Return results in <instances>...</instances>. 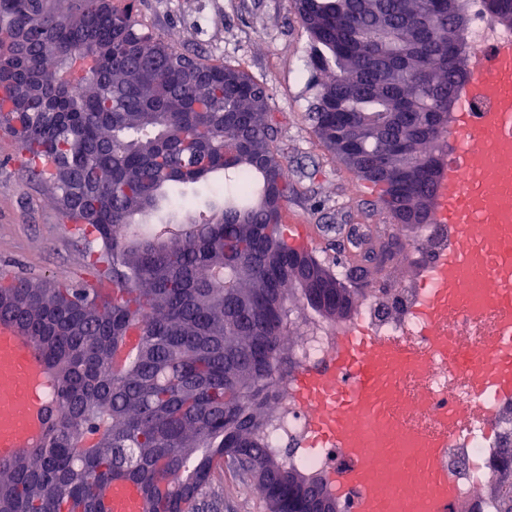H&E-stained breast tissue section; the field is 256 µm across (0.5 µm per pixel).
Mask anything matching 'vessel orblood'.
I'll return each instance as SVG.
<instances>
[{"mask_svg":"<svg viewBox=\"0 0 512 512\" xmlns=\"http://www.w3.org/2000/svg\"><path fill=\"white\" fill-rule=\"evenodd\" d=\"M475 75L458 92L456 148L434 187L446 245L422 273L414 317L421 341L397 344L346 324L329 359L296 372L290 385L320 447L336 462L326 477L344 512H463L456 480L440 464L448 435L484 419V395L512 399V37L475 55ZM484 101L473 111L472 101ZM485 313L493 331L464 352L444 327ZM460 365L469 399L431 390L427 427L407 429L412 408L398 380ZM48 377L35 350L0 322V460L18 444L40 445ZM110 512H147L135 484H112Z\"/></svg>","mask_w":512,"mask_h":512,"instance_id":"obj_1","label":"vessel or blood"}]
</instances>
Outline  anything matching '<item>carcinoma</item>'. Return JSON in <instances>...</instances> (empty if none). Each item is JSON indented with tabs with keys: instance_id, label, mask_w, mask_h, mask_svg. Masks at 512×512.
Returning a JSON list of instances; mask_svg holds the SVG:
<instances>
[{
	"instance_id": "cac0c4a2",
	"label": "carcinoma",
	"mask_w": 512,
	"mask_h": 512,
	"mask_svg": "<svg viewBox=\"0 0 512 512\" xmlns=\"http://www.w3.org/2000/svg\"><path fill=\"white\" fill-rule=\"evenodd\" d=\"M434 0H291L311 39L319 85L308 118L334 159L378 189L393 221L352 243L373 262L394 229L433 223L424 167L448 153L437 113L471 78L470 31L433 16ZM268 89L243 69L166 38L134 4L0 0V130L45 184L88 251L99 284L0 278V321L38 352L59 415L38 447L0 460V512H108L112 481L136 483L148 512H222L214 473L232 471L267 512L288 489L337 512L321 473L265 443L275 381L293 368L283 337L306 310L352 306V275L288 243L294 192ZM353 117L377 134L355 149ZM392 157L405 187L364 157ZM220 174L207 209L178 194ZM495 512H512V445Z\"/></svg>"
}]
</instances>
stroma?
<instances>
[{
  "instance_id": "1",
  "label": "stroma",
  "mask_w": 512,
  "mask_h": 512,
  "mask_svg": "<svg viewBox=\"0 0 512 512\" xmlns=\"http://www.w3.org/2000/svg\"><path fill=\"white\" fill-rule=\"evenodd\" d=\"M137 7L172 41L202 47L269 88L283 162L298 185L285 208L299 223L316 227L313 249L343 260L353 229L388 223L374 207L376 188L333 159L312 132L310 44L290 0H139ZM15 151L14 142L0 135V276L95 283L85 244L65 230L48 190L10 162ZM397 235L398 260L383 273L389 288L414 282L416 256L426 248L424 230L402 228Z\"/></svg>"
}]
</instances>
